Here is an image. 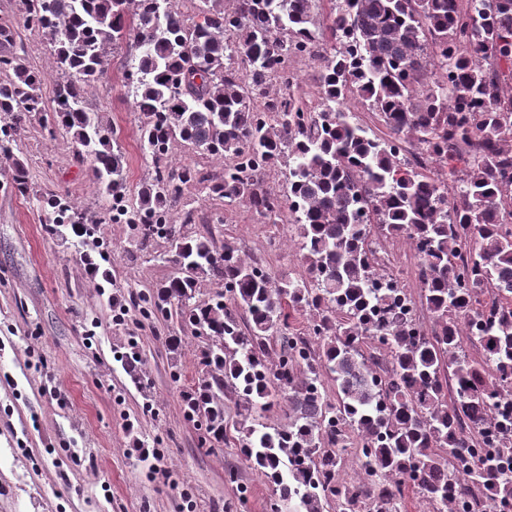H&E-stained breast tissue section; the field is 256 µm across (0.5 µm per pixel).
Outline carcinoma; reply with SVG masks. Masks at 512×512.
Listing matches in <instances>:
<instances>
[{
    "label": "carcinoma",
    "instance_id": "obj_1",
    "mask_svg": "<svg viewBox=\"0 0 512 512\" xmlns=\"http://www.w3.org/2000/svg\"><path fill=\"white\" fill-rule=\"evenodd\" d=\"M27 25L54 48L53 105L42 75L12 50L0 18V150L33 114L72 135L99 189H126L116 131L85 106L110 51L133 38L125 71L157 165L138 203L109 220L137 233L128 251L174 266L130 299L143 319L176 316L202 339L193 386L181 394L202 422L200 447L224 443V406L239 416L240 452L273 483L271 512H401L405 489L429 512H467L484 488L512 507V0H23ZM134 13L137 23L127 24ZM330 34L320 102L294 97L286 60ZM240 59L243 67L235 65ZM278 82L282 90L268 91ZM357 98L388 129L372 138L346 110ZM175 140L224 158L214 177L196 165H158ZM415 153L406 156L403 144ZM437 168L425 174L426 162ZM285 169L286 200L266 177ZM193 185L266 219L288 202L306 276L279 277L211 228L191 231ZM11 188L49 212L47 232L89 257L102 220L56 192L34 190L21 162ZM181 211V223L174 212ZM416 246L432 328L414 331L399 289L373 258L372 226ZM162 238L163 251H149ZM218 288L199 298L200 286ZM310 313L307 336L290 319ZM479 344L470 357L463 338ZM336 399L324 394V381ZM279 406L285 424L254 409ZM359 476L338 480L350 435Z\"/></svg>",
    "mask_w": 512,
    "mask_h": 512
}]
</instances>
